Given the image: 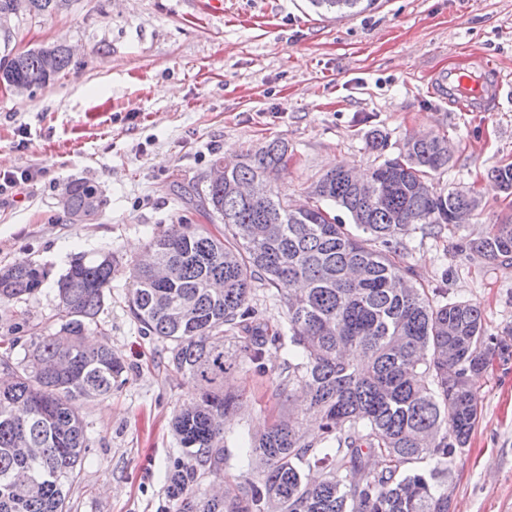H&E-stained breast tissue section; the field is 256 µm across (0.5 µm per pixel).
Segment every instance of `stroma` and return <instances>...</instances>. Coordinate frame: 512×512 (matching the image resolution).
I'll return each instance as SVG.
<instances>
[{"label": "stroma", "instance_id": "1", "mask_svg": "<svg viewBox=\"0 0 512 512\" xmlns=\"http://www.w3.org/2000/svg\"><path fill=\"white\" fill-rule=\"evenodd\" d=\"M47 42L72 46L71 66L48 84L0 90V171L31 182L0 192V267L31 261L49 276L41 290L0 304V338L15 339L20 362L32 332L57 326L55 284L78 254L112 251L111 299L85 334L124 364L112 393L76 400L88 448L69 488V512H172L165 472L180 454L171 419L199 388L167 364L166 344L141 333L127 307L130 267L151 237L195 218L214 158L239 160L271 140L288 145L272 186L290 202L337 165L365 171L368 143L397 156L406 139L446 138L452 160L439 191H473L481 201L453 230L417 226L407 262L435 301L480 306L487 335L512 332V260L465 250L468 240L512 216V194L489 178L512 164V87L482 112H460L431 92L438 71L490 56L512 72V0H376L338 18L308 0H70L46 17L16 16L0 48ZM74 178L107 200L76 224L58 203ZM286 348L261 365L241 363L224 387L241 403L224 423V476L201 470L197 494L235 490L263 468L244 443L277 418L310 427L299 386L283 391ZM479 420L448 471L454 512H512V357H493L473 381Z\"/></svg>", "mask_w": 512, "mask_h": 512}]
</instances>
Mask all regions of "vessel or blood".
<instances>
[{
    "label": "vessel or blood",
    "mask_w": 512,
    "mask_h": 512,
    "mask_svg": "<svg viewBox=\"0 0 512 512\" xmlns=\"http://www.w3.org/2000/svg\"><path fill=\"white\" fill-rule=\"evenodd\" d=\"M506 84V77L480 57L469 67L438 73L433 90L459 111L478 112L498 101Z\"/></svg>",
    "instance_id": "b4317fda"
}]
</instances>
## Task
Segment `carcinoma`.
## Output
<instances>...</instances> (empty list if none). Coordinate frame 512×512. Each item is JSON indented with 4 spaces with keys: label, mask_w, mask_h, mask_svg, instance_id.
I'll use <instances>...</instances> for the list:
<instances>
[{
    "label": "carcinoma",
    "mask_w": 512,
    "mask_h": 512,
    "mask_svg": "<svg viewBox=\"0 0 512 512\" xmlns=\"http://www.w3.org/2000/svg\"><path fill=\"white\" fill-rule=\"evenodd\" d=\"M66 0H29L46 16ZM339 16L361 0H310ZM54 56L44 68L42 50ZM72 63L53 42L0 55V80L47 84ZM382 161L357 182L338 166L312 186L314 204L294 211L271 179L288 163V146L273 141L224 170V181L198 193L203 219L224 224L217 237L201 224H174L151 238L148 260L131 272L128 308L144 335L170 344L168 363L202 389L172 428L182 455L166 474L176 512H450L448 467L467 447L478 422L470 377L512 346L485 335L479 306L435 302L405 264L403 235L412 224H461L479 200L470 191L443 193L432 175L448 167V141L409 139L395 157L373 137ZM491 179L512 191V165ZM257 181L251 200L235 186ZM72 217L95 218L105 204L92 181L66 183ZM345 211L358 233L335 214ZM469 249L488 260L512 259V217L491 225ZM111 252L75 257L56 281L59 329L30 339L27 364L0 376V512H68L66 486L77 477L87 438L70 402L112 393L123 371L112 349L83 336L104 309L112 283ZM47 273L31 263L0 269V302L37 293ZM274 289L286 308L288 379L305 387L319 448L299 422L265 425L249 448L266 469L233 495L201 498L199 470L224 473V418L238 397L224 391L235 366L224 344L252 364L263 359L269 333L250 305L254 282ZM327 469L311 480L302 465Z\"/></svg>",
    "instance_id": "cac0c4a2"
}]
</instances>
